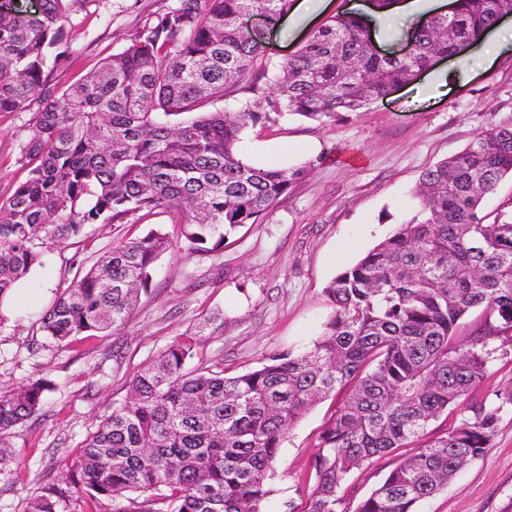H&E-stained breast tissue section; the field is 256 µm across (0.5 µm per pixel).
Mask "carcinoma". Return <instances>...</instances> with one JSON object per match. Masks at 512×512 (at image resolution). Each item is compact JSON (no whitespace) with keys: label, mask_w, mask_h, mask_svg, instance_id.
<instances>
[{"label":"carcinoma","mask_w":512,"mask_h":512,"mask_svg":"<svg viewBox=\"0 0 512 512\" xmlns=\"http://www.w3.org/2000/svg\"><path fill=\"white\" fill-rule=\"evenodd\" d=\"M92 0H42L40 15L0 12V112L37 101L22 154L27 177L0 199V302L44 246L81 238L91 224H134L167 215L179 247L217 251L231 232L270 213L320 158L297 167L252 164L239 154L248 127L284 114L336 124L475 43L512 0H455L412 33L407 57L371 46L369 23L343 13L272 68L261 34L239 26L270 18L289 0H176L123 49L58 91L47 64L70 58L64 22ZM240 94L242 106L216 104ZM512 178V123L479 133L461 152L426 169L417 210L326 288L333 314L312 347L268 358L235 376L199 364L192 339H175L128 386L65 474L46 482L27 512H69L81 499L112 512H266L268 480L291 427L338 388L345 401L325 421L311 461L306 512H337L341 482L398 455L357 512H416L483 455L512 390L472 402L440 435L428 425L484 378L497 342L512 337V209L493 221L485 198ZM172 247L159 228L104 253L41 314L57 347L119 329L151 291L158 258ZM482 309L471 339L459 321ZM55 382L30 378L0 392V476L16 457L10 431L42 408Z\"/></svg>","instance_id":"obj_1"}]
</instances>
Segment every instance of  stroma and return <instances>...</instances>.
<instances>
[{
  "label": "stroma",
  "instance_id": "35a3bbf8",
  "mask_svg": "<svg viewBox=\"0 0 512 512\" xmlns=\"http://www.w3.org/2000/svg\"><path fill=\"white\" fill-rule=\"evenodd\" d=\"M175 0H90L66 26L73 56L49 75L65 88L119 51L148 19ZM356 0H328L308 21L254 17L267 37L266 57L277 64L308 35ZM462 56L439 63L415 82L331 126L296 116L246 130V161L297 162L283 144L309 145L322 162L295 182L266 217L238 228L222 250L189 255L171 247L156 262L152 291L114 334L66 349L46 346L39 317L60 289L115 244L144 235V224H94L86 235L52 247L43 266L10 301L0 327V391L28 378L57 385L37 418L11 432L17 461L0 477V512H25L39 484L59 478L61 460L76 453L88 433L123 400L139 369L173 340L197 341L195 362H222L235 375L283 352L307 351L333 308L329 282L414 213L412 191L420 174L462 151L479 132L512 123V53L465 81L439 87L435 74L460 68ZM36 106L0 112V196L27 176L21 147L32 136ZM512 388V339L501 342L468 401L493 402ZM344 392L309 409L288 432L269 482L267 512H305L317 437ZM388 455L354 471L341 484L339 512L359 502L392 468ZM418 512H512V411L503 414L489 448Z\"/></svg>",
  "mask_w": 512,
  "mask_h": 512
}]
</instances>
